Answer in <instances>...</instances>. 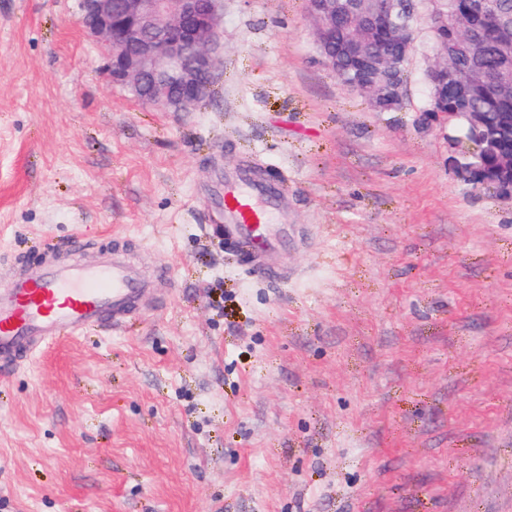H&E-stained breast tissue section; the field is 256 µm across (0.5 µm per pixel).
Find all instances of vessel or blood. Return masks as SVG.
Masks as SVG:
<instances>
[{
	"label": "vessel or blood",
	"mask_w": 512,
	"mask_h": 512,
	"mask_svg": "<svg viewBox=\"0 0 512 512\" xmlns=\"http://www.w3.org/2000/svg\"><path fill=\"white\" fill-rule=\"evenodd\" d=\"M282 189L251 181L249 171L223 185L224 206L218 218L227 239L252 255L257 275L271 270L262 255L277 246L288 230L273 223ZM143 296L136 272L119 258L82 265L48 264L10 280L0 288V359L14 362L36 345L81 335L90 327H119L135 312Z\"/></svg>",
	"instance_id": "obj_1"
}]
</instances>
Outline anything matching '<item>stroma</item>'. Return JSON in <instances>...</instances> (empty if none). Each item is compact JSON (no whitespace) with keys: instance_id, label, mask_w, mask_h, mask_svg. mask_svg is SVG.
Listing matches in <instances>:
<instances>
[{"instance_id":"1","label":"stroma","mask_w":512,"mask_h":512,"mask_svg":"<svg viewBox=\"0 0 512 512\" xmlns=\"http://www.w3.org/2000/svg\"><path fill=\"white\" fill-rule=\"evenodd\" d=\"M78 16L0 0V287L118 253L145 296L0 370V512H512V205L418 123L428 19L375 112L307 0H224L215 95L168 112ZM244 166L283 185L288 279L212 230Z\"/></svg>"}]
</instances>
